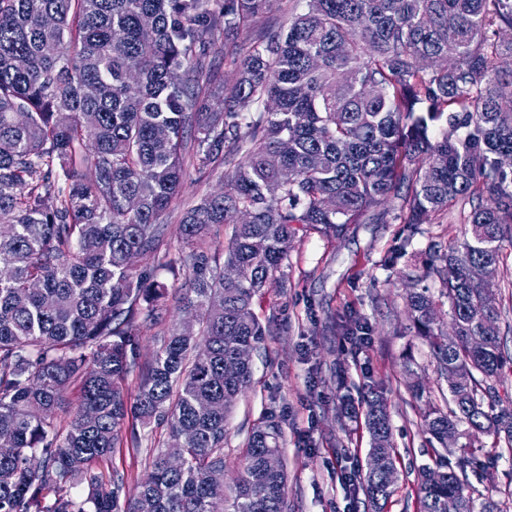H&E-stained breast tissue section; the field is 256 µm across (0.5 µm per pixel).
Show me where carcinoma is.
Returning a JSON list of instances; mask_svg holds the SVG:
<instances>
[{"label":"carcinoma","instance_id":"obj_1","mask_svg":"<svg viewBox=\"0 0 512 512\" xmlns=\"http://www.w3.org/2000/svg\"><path fill=\"white\" fill-rule=\"evenodd\" d=\"M274 2L0 0V512H137L140 499L151 512H285L286 470L267 463L281 454L273 421L252 428L224 492L226 424L252 363L224 364L266 335L254 302L298 231L340 236L387 201L413 233L456 209L466 224L460 244L430 243L407 276L410 329L450 396L420 415L443 453L418 469L419 512H447L450 499L460 512H506L476 503L448 436L469 460L485 433L512 452V399L499 392L512 325L492 280L476 276L512 243V169L499 165L512 156V68L499 65L512 39L486 36L512 31V0H307L238 58L236 37ZM219 42L234 65L223 89L210 56ZM217 162L233 167L228 187L181 213L192 250L167 258L162 216L187 167ZM219 224L231 234L211 248ZM132 252L192 270L194 324L164 333L130 401L135 337L166 311L165 285L128 264ZM227 266L237 280L225 281ZM73 385L78 410L60 434L52 414ZM361 411L372 448L349 480L382 512L398 469L379 383L340 414ZM154 422L186 453L176 465L149 449L129 502L124 478L106 481L93 464L139 449L137 426ZM75 482L88 489L80 502Z\"/></svg>","mask_w":512,"mask_h":512}]
</instances>
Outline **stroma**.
I'll use <instances>...</instances> for the list:
<instances>
[{
  "label": "stroma",
  "instance_id": "35a3bbf8",
  "mask_svg": "<svg viewBox=\"0 0 512 512\" xmlns=\"http://www.w3.org/2000/svg\"><path fill=\"white\" fill-rule=\"evenodd\" d=\"M230 167L207 177L187 170L171 212L164 249L179 258L185 250L178 219L203 195L224 189ZM382 223L350 225L343 237L310 229L296 237L272 288L255 304L266 336L253 355V380L233 408L224 442L225 486L237 479L251 429L275 417L288 474V512H371L361 490L344 476L364 465L370 436L364 421L337 418L342 399L359 398L365 378L384 388L398 458L399 477L384 512H417L416 468L431 462L432 450L420 429L419 401L410 385L420 380L425 395L440 401L446 381L437 374L427 345L407 332L406 275L411 262L426 259V247L459 242L464 226L444 214L410 233L395 220L392 203L381 206ZM366 323L371 339L359 350L347 342L343 321ZM144 451L100 461L103 477L121 474L127 498H134L148 474L146 449L169 444L165 426L141 429ZM492 456L484 478H472L478 495L504 499L512 492V453H499L494 438L482 435Z\"/></svg>",
  "mask_w": 512,
  "mask_h": 512
}]
</instances>
